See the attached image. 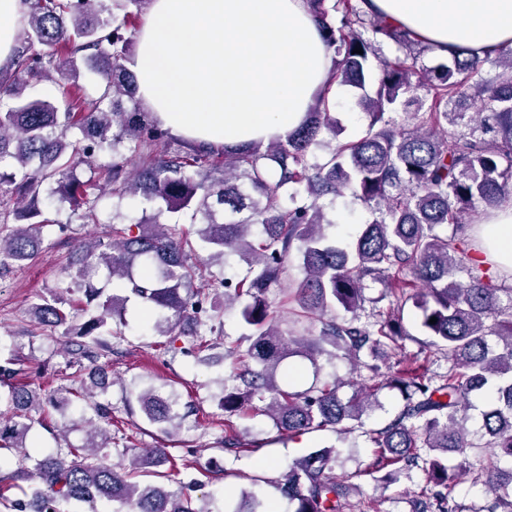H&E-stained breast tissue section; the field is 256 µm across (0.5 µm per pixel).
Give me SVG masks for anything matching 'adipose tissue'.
<instances>
[{
	"instance_id": "ef3b65f1",
	"label": "adipose tissue",
	"mask_w": 512,
	"mask_h": 512,
	"mask_svg": "<svg viewBox=\"0 0 512 512\" xmlns=\"http://www.w3.org/2000/svg\"><path fill=\"white\" fill-rule=\"evenodd\" d=\"M435 55L483 57L512 44V0H368ZM25 0H0V69L10 68ZM333 52L306 0H152L128 62L137 96L174 136L216 147L295 130L329 86ZM479 261L512 277V204L473 235Z\"/></svg>"
}]
</instances>
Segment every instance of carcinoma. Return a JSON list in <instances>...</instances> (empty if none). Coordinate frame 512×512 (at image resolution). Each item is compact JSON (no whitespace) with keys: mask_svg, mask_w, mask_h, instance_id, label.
<instances>
[{"mask_svg":"<svg viewBox=\"0 0 512 512\" xmlns=\"http://www.w3.org/2000/svg\"><path fill=\"white\" fill-rule=\"evenodd\" d=\"M29 12L12 66L13 79L0 82V94L13 99L0 110V164L13 173L0 179L3 193L27 200L24 217L6 235L0 234V266L26 261L43 245L41 218L45 184L71 200L74 209L87 207L81 218L98 221L94 203L106 187L112 197H139L157 215L192 211L199 225L194 247L182 225L124 217L112 225V240L81 242L80 267L68 271L70 284L80 288L85 270L102 263L117 282L156 312L154 331L168 337L163 350L179 337H194L193 351L211 349L202 327L215 316L204 304L212 294L224 296V307H239L240 321L250 329V344L229 347L232 385L218 402L225 421L254 402L281 435L298 438L330 430L347 435L377 407L374 387L363 384L348 398L342 382L332 381L302 391L286 390L277 380L282 362L296 354L316 363L317 355L342 354L356 365L381 375L365 357L401 347L407 336L403 312L421 311L420 325L432 347L448 357V370L428 375L429 355L418 354L388 377L401 393L402 407L382 428L370 433L375 470L420 471L429 488L411 501V512H462L452 491L463 475H474L486 491L478 512H512V286L499 282L487 269L471 264L465 229L471 217L512 199V45L494 55H455L451 61L426 67L420 53L429 46L409 30L366 11L365 0H309L318 27L334 52L330 81L361 90L356 105L369 123L355 141L329 148L321 159L312 151L336 119L325 98L318 97L304 120L285 138L217 150L187 141L172 147L168 132L140 112H127L125 98H136L133 74L126 68L131 36L151 0H112L121 13L106 18L94 0H27ZM393 43L404 51L393 59L382 46ZM360 48L358 54L354 49ZM490 65L497 73L485 80ZM98 71L104 84L86 96L72 84L81 68ZM52 79L62 86L61 98L24 95L33 80ZM374 79L373 93L365 91ZM76 129L81 138L66 140ZM162 144L157 153L153 147ZM112 153V162H99ZM136 157L139 164L128 168ZM83 166L91 177L82 181ZM350 193L370 209L351 248L327 235L333 224L327 204ZM452 226V232L441 231ZM301 255L302 277L284 294L283 305L295 322L319 323L315 337L284 335L271 310L268 294L280 284L292 251ZM207 252L201 257L200 252ZM237 255L249 265L241 278L210 275L209 289L192 288L215 262L227 264ZM468 279L456 278V271ZM389 280V310H376L361 320L370 282ZM84 288V287H82ZM86 302L67 312L58 299L32 308L39 323L63 327L65 348L72 355L66 367L84 372L80 388L62 386L56 401H86L94 417L86 442L79 448L57 446L29 468L22 461L0 477V506L7 512H64L71 501L99 498L130 512H219L214 500L196 507L191 486L180 470L158 467L170 461L167 449L128 455L125 466L106 461L102 451L112 443V415L96 402L110 381L101 357L111 350L102 328L124 324L127 297H101L84 288ZM343 311L340 317L337 311ZM437 322L430 323L431 318ZM13 360L0 366V449L25 447L32 413L43 411L41 393L29 384L12 382ZM490 391L493 401L481 413L485 441L476 443L467 430L471 397ZM137 402L148 421L163 434L182 420L178 397L144 389ZM459 457L448 465V454ZM338 453L323 447L293 460L277 483L293 512H344L351 485L334 474ZM141 476L165 478L173 489L137 481ZM22 491L10 497L11 489ZM230 512H266L263 499L249 492Z\"/></svg>","mask_w":512,"mask_h":512,"instance_id":"cac0c4a2","label":"carcinoma"}]
</instances>
